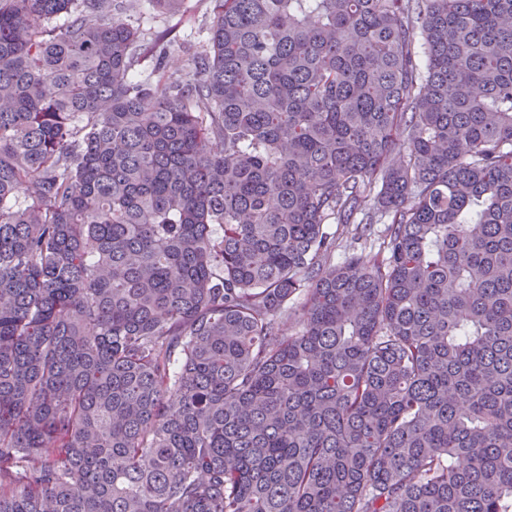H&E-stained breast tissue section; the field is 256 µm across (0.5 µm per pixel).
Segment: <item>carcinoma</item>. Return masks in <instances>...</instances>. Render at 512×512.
Returning <instances> with one entry per match:
<instances>
[{"mask_svg": "<svg viewBox=\"0 0 512 512\" xmlns=\"http://www.w3.org/2000/svg\"><path fill=\"white\" fill-rule=\"evenodd\" d=\"M141 2L0 0V512H512V0Z\"/></svg>", "mask_w": 512, "mask_h": 512, "instance_id": "cac0c4a2", "label": "carcinoma"}]
</instances>
